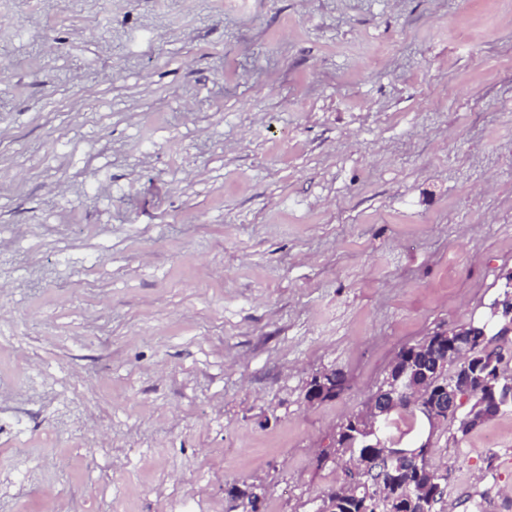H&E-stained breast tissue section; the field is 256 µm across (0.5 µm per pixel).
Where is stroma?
Here are the masks:
<instances>
[{"label": "stroma", "instance_id": "35a3bbf8", "mask_svg": "<svg viewBox=\"0 0 512 512\" xmlns=\"http://www.w3.org/2000/svg\"><path fill=\"white\" fill-rule=\"evenodd\" d=\"M511 271L512 0H0V512H314ZM435 443L512 512V410ZM442 331H437L416 344L404 345L390 364L386 378L393 377L403 369H408L413 371L419 379H428L429 387L445 383L447 379L441 378L440 374L436 373L437 362L445 357L440 342ZM422 343H428V346L422 350L417 349L416 347ZM345 377L342 371L332 369L327 372L317 373L310 380L305 398L332 399L344 388Z\"/></svg>", "mask_w": 512, "mask_h": 512}]
</instances>
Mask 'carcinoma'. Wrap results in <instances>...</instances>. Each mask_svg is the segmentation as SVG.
I'll return each instance as SVG.
<instances>
[{
	"label": "carcinoma",
	"instance_id": "1",
	"mask_svg": "<svg viewBox=\"0 0 512 512\" xmlns=\"http://www.w3.org/2000/svg\"><path fill=\"white\" fill-rule=\"evenodd\" d=\"M467 333V342L473 353L460 359L448 375L468 378L474 393L486 395L496 385L497 371L512 370V356L508 358L500 348L490 346L493 336L487 333V325L469 323ZM440 337L439 331L425 337L423 342L427 347L422 350L414 344L403 346L390 364L386 377L408 369L419 379L428 381L430 387L446 382V378L436 373L437 362L445 357ZM344 383L345 377L340 370L317 373L308 384L305 398L332 399L343 390ZM484 423V417L466 414L459 418H445L439 425L448 430L449 440L456 443ZM396 443L398 440L392 436L381 441L365 437L358 418L349 416L339 427L334 445L323 459L347 455L359 457L375 481L347 488L339 483L328 488L316 512H437V507L430 503L429 495L414 492L413 486L420 479L432 484L442 483L448 476L428 464L425 458H417L413 448L397 464L386 461L382 449ZM256 489V485L250 491L232 484L224 488V493L233 500H247L252 512H257L259 495Z\"/></svg>",
	"mask_w": 512,
	"mask_h": 512
}]
</instances>
